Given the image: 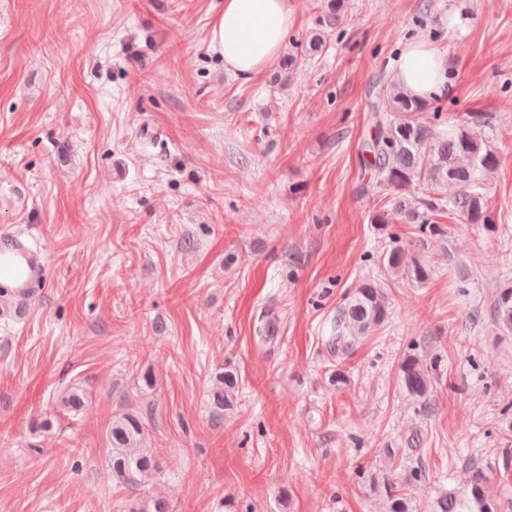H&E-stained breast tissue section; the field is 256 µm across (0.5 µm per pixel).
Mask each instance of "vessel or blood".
Listing matches in <instances>:
<instances>
[{"label":"vessel or blood","instance_id":"1","mask_svg":"<svg viewBox=\"0 0 512 512\" xmlns=\"http://www.w3.org/2000/svg\"><path fill=\"white\" fill-rule=\"evenodd\" d=\"M45 273L42 247L12 231L0 233V289L26 310Z\"/></svg>","mask_w":512,"mask_h":512}]
</instances>
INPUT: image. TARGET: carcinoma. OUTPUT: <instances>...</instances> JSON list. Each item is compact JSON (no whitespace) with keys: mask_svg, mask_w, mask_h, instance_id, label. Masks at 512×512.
<instances>
[{"mask_svg":"<svg viewBox=\"0 0 512 512\" xmlns=\"http://www.w3.org/2000/svg\"><path fill=\"white\" fill-rule=\"evenodd\" d=\"M387 105L374 106L369 119L375 135L366 143L367 166L373 177L365 192L385 189L394 192L393 210L405 224L414 225L418 240L442 239L448 229L431 220V215L444 209L467 224L494 227L487 215L484 199L486 176L497 169L499 155L485 126L483 114L473 112L469 120L459 122L453 117L430 111V102L406 91L399 83H391L380 90ZM458 187L454 196L446 199L435 196L446 184ZM422 190V196L408 199L403 192L413 187ZM380 262L385 274L406 278L418 284L426 282L431 267L395 245L383 253ZM497 321L500 328L512 333V282L498 289ZM392 313L388 293L380 281H363L334 322L333 333L327 343L340 354L352 346L358 336L369 335L389 322ZM401 384L407 395L427 412L432 378L427 368L413 356L400 365ZM219 387L212 393V404L219 411L229 410L239 388L238 373L231 367L217 375ZM63 405L80 411L86 404V395L79 389L67 392ZM142 425L134 415L124 414L112 422L109 442L112 448L110 468L112 478L125 486H136L156 472L153 453L140 445ZM422 473L413 470L401 485L387 487V512H411L413 486ZM489 474L472 469L466 490L436 500L433 512H501L500 507L485 491ZM129 512H169L163 499L132 504Z\"/></svg>","mask_w":512,"mask_h":512,"instance_id":"1","label":"carcinoma"}]
</instances>
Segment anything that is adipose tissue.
<instances>
[{"label": "adipose tissue", "instance_id": "ef3b65f1", "mask_svg": "<svg viewBox=\"0 0 512 512\" xmlns=\"http://www.w3.org/2000/svg\"><path fill=\"white\" fill-rule=\"evenodd\" d=\"M292 24L290 0H224L209 33L210 48L223 59L225 69L248 81L277 58ZM397 76L418 96L455 92L447 57L422 42L405 48Z\"/></svg>", "mask_w": 512, "mask_h": 512}]
</instances>
